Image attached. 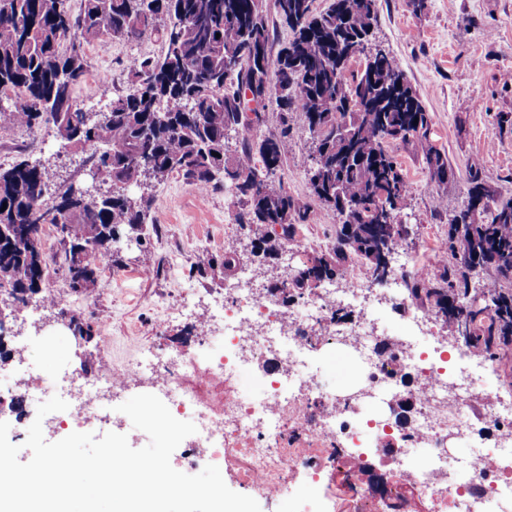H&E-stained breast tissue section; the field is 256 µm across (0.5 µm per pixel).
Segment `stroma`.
<instances>
[{"instance_id":"1","label":"stroma","mask_w":512,"mask_h":512,"mask_svg":"<svg viewBox=\"0 0 512 512\" xmlns=\"http://www.w3.org/2000/svg\"><path fill=\"white\" fill-rule=\"evenodd\" d=\"M375 41L393 55L432 117L431 141L448 157L455 177L448 184L429 183L419 155L403 146L394 153L411 191L401 212L414 227L415 252L421 267L434 269L427 252L430 243L441 241L454 211L467 200L471 161H479L484 181L500 199L512 198V0H425L414 11L409 0H379ZM88 72L112 77L111 92L83 80L74 97L83 110H103L110 95H125L135 89L130 70L136 59L160 57L165 52L161 38L148 35L136 41L112 40L108 46L89 43L84 47ZM308 134L301 118H294L285 142L287 163L282 172L289 194L310 212L302 234L312 251L331 246L336 236V218L310 195L300 163ZM28 160L42 163L57 179L82 184L85 180L81 156L66 148L49 124L29 130H0V167L7 169ZM145 238L141 245L124 252V269L100 273L97 288L72 292L62 269H55L42 291L52 304L39 317L27 307H1L13 333L44 331L52 338L51 352L33 347L26 360L44 376L62 367L79 366L77 349L91 352L94 365L121 369L132 363L143 349L153 348L173 360L193 355L200 347L203 328L200 315L223 301L230 281L212 256L237 251L244 265L253 257L237 221L239 209L231 192L211 189L200 195L197 188L173 175L150 192ZM141 270V277L125 278V270ZM196 291V316L178 318L161 306L166 297L182 288ZM88 324L95 336L77 346L71 319ZM106 334L110 344L100 349L97 334ZM465 364L481 374L470 410L479 430L490 396L512 400V355L499 362H485L463 352ZM306 459H297L291 491L274 497H258L261 512H345L328 483H312Z\"/></svg>"}]
</instances>
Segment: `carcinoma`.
I'll list each match as a JSON object with an SVG mask.
<instances>
[{"label":"carcinoma","instance_id":"carcinoma-1","mask_svg":"<svg viewBox=\"0 0 512 512\" xmlns=\"http://www.w3.org/2000/svg\"><path fill=\"white\" fill-rule=\"evenodd\" d=\"M292 31L288 53L272 54L263 0H0V130L53 125L65 145L111 152L98 184L49 188V172L22 161L0 170V300L27 303L44 284L49 257L43 227L58 229L62 267L77 293L97 288L101 260L121 267L118 243H142L151 199L129 192L176 173L208 189L222 186L239 206L238 221L257 258L255 271L279 259L308 207L298 204L280 175L292 114L304 117L312 139L303 167L311 195L339 212V199L357 201L358 217L337 224L335 241L280 281L288 307L319 285L344 280L356 264L371 280L386 274L372 261L412 244L413 227L392 229L409 184L390 151L398 142L421 154L432 184L454 177L448 158L430 141L432 118L397 60L377 53L364 69L378 22V0H274ZM162 37L161 58L135 61L134 92L110 99L95 121L74 100L86 75L83 53L64 42ZM264 104L252 108L245 90ZM280 109L281 136H257L266 104ZM468 201L448 224L437 268L402 278L411 305L433 312L465 344L491 358L512 352V199L490 205L494 190L468 165ZM228 275L240 268L232 251L211 258ZM488 273L471 283L465 271Z\"/></svg>","mask_w":512,"mask_h":512}]
</instances>
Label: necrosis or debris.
Masks as SVG:
<instances>
[{"label": "necrosis or debris", "instance_id": "1", "mask_svg": "<svg viewBox=\"0 0 512 512\" xmlns=\"http://www.w3.org/2000/svg\"><path fill=\"white\" fill-rule=\"evenodd\" d=\"M255 279V272H243L225 290L212 314L222 324L216 346L184 360L181 370L148 356L120 373L104 367L90 375L74 367L50 379L25 373L8 381L0 378V421L30 427L33 415L18 411L14 399L36 394L45 401L57 395L69 408L45 416L44 426L66 435L102 433L116 416L113 387L148 370L155 377L150 393L175 418L197 427L176 459L177 470L223 466L225 445L231 441L242 453L243 481L258 495L276 496L288 490V460L296 454L284 448V441L291 435L303 439L312 431L318 440L350 449L337 456L332 473L350 512H406L414 498L429 502L433 512H512V405L490 408L488 417L497 432L492 441L480 443L469 455H457L456 447L471 436L468 399L478 383L473 371L450 364L446 353L434 350V334L392 347L387 336L372 335L367 320L380 310L355 273L348 276L343 295L327 288L289 308L257 296ZM340 306L359 309L363 323L334 322L331 314ZM314 325L320 327L325 346L355 364L357 386L372 398L381 400L395 391L402 374L417 379L412 394L416 411L408 424L364 421L357 400L324 386L308 335ZM243 365L258 369L260 395L244 397L234 390V374ZM216 380L225 385L220 399L200 388ZM299 392L317 419L314 428L295 414L292 399ZM375 457L382 459L381 467H373Z\"/></svg>", "mask_w": 512, "mask_h": 512}]
</instances>
